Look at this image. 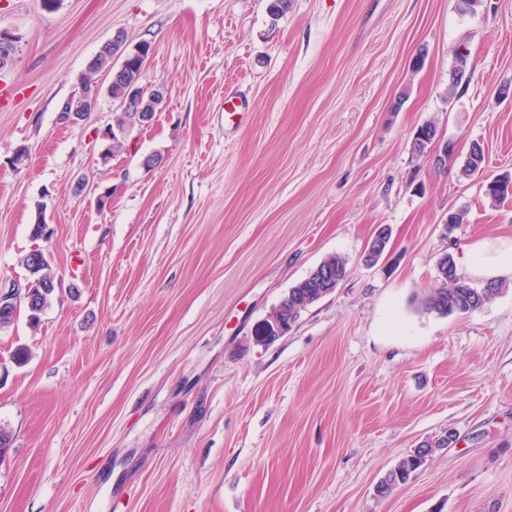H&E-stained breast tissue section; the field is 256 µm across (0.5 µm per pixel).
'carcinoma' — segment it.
<instances>
[{"instance_id": "carcinoma-1", "label": "carcinoma", "mask_w": 512, "mask_h": 512, "mask_svg": "<svg viewBox=\"0 0 512 512\" xmlns=\"http://www.w3.org/2000/svg\"><path fill=\"white\" fill-rule=\"evenodd\" d=\"M113 67L112 48L105 44L89 60L90 76H95ZM468 69V54L457 53L454 65L448 77V96L453 98L458 94V88L462 85V78L458 74H466ZM125 77L112 83L108 95L112 99H122L129 94L145 90L142 85L143 71L140 69L138 55L130 50L127 53L125 64ZM137 129L133 116L127 112L121 113L116 125L110 127L107 136L108 146L102 154L103 160H108L112 155L120 152L125 147L129 135ZM438 136V128L435 122L426 121L421 124L412 141V152L418 156L431 145L433 139ZM485 160L482 147L473 144L468 157L461 168L462 175L468 177L479 172ZM485 194L494 202H500L507 197H512V177L496 179L491 184H486ZM438 286L434 288L421 301L423 309L430 313L447 316L451 314H466L481 308L487 300L497 292V286L493 283L486 284L483 288H474L462 277L458 276L452 254L446 253L439 262ZM347 275V262L344 258L332 255L323 260L318 269L308 277L289 288L288 293L274 309L273 315L281 317L287 323L295 322L300 317L301 308L309 307L319 300L320 290L326 287V282L338 285ZM56 273L52 265L48 264L36 270V275L29 276L28 282L34 290L32 305L26 307L28 320L35 327L40 321V315L50 305L55 289ZM434 445L427 444V448H416L410 454L402 457L393 469L379 481L378 493L385 497L389 495L399 484L405 482L425 461L426 456L434 453Z\"/></svg>"}]
</instances>
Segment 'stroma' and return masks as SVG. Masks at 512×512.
Returning a JSON list of instances; mask_svg holds the SVG:
<instances>
[{"label": "stroma", "mask_w": 512, "mask_h": 512, "mask_svg": "<svg viewBox=\"0 0 512 512\" xmlns=\"http://www.w3.org/2000/svg\"><path fill=\"white\" fill-rule=\"evenodd\" d=\"M269 4L0 0L20 37L0 68V280L25 282L37 246L60 283L38 328L21 309L0 329V512H512V279L470 313L421 306L443 253L481 288L467 248L512 233V202L485 195L512 174V0ZM119 30L152 42L143 82L165 99L105 165L116 103L76 124L60 112ZM430 119L456 145L439 167L411 152ZM475 142L484 167L466 179ZM331 255L346 278L258 342ZM441 442L444 441L441 439L435 447H442L444 443L441 444ZM418 446H426L427 449L418 448ZM418 446L413 452L402 457L394 468L379 481L377 490L382 497L389 495L399 484L404 483L422 465L427 454H429L427 457H430L434 453L435 447L428 442H421Z\"/></svg>", "instance_id": "obj_1"}]
</instances>
